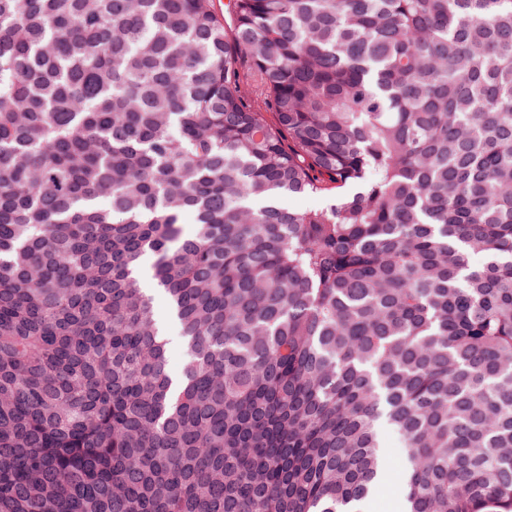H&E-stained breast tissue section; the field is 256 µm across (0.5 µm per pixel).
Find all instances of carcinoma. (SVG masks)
<instances>
[{"label":"carcinoma","instance_id":"1","mask_svg":"<svg viewBox=\"0 0 512 512\" xmlns=\"http://www.w3.org/2000/svg\"><path fill=\"white\" fill-rule=\"evenodd\" d=\"M382 422L512 512V0H0V512H361Z\"/></svg>","mask_w":512,"mask_h":512}]
</instances>
